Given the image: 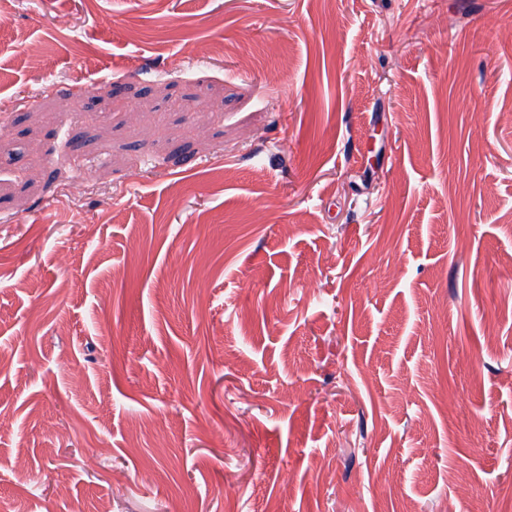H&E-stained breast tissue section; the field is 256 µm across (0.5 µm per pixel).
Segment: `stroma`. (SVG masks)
I'll list each match as a JSON object with an SVG mask.
<instances>
[{
  "label": "stroma",
  "instance_id": "stroma-1",
  "mask_svg": "<svg viewBox=\"0 0 512 512\" xmlns=\"http://www.w3.org/2000/svg\"><path fill=\"white\" fill-rule=\"evenodd\" d=\"M0 501L512 506V0H0Z\"/></svg>",
  "mask_w": 512,
  "mask_h": 512
}]
</instances>
